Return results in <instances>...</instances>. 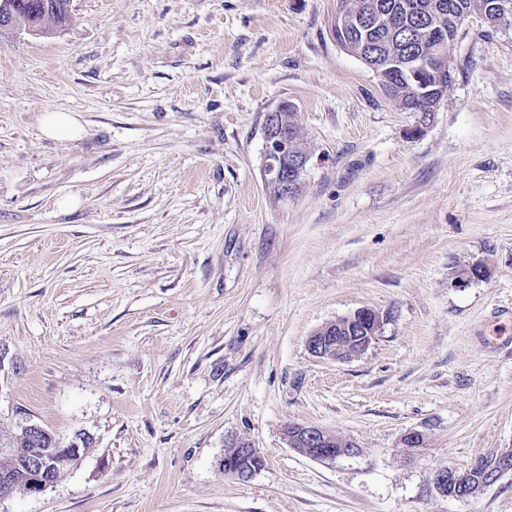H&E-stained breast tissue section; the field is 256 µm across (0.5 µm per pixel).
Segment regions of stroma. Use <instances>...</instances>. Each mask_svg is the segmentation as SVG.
Segmentation results:
<instances>
[{
    "mask_svg": "<svg viewBox=\"0 0 512 512\" xmlns=\"http://www.w3.org/2000/svg\"><path fill=\"white\" fill-rule=\"evenodd\" d=\"M336 6L70 0L53 36L0 41V436L94 439L0 512H512V473L434 487L512 448V23L465 22L423 126L336 44ZM284 101L309 164L278 199ZM46 111L84 135L44 137ZM363 307L390 316L366 352L310 353ZM291 424L356 451L314 459ZM241 439L246 481L218 467ZM282 122L292 130L294 152L301 156H294L288 170L285 169L283 162L288 158L290 152V135L287 132L277 128L275 110L270 112L266 118L267 124L264 127V151H263V175L266 184L278 183L287 185L288 180L302 181L305 175L309 156L303 155L305 152L301 147V138L299 135V126L296 122V112L290 104L288 108L280 112ZM236 447L235 454L220 459L218 466L228 473H233L241 481L249 480L260 469L263 459L249 440H239ZM239 459H245L248 462V467L238 470L236 463ZM477 468V464H473L471 468L465 472H459L453 468H445L437 472L434 478L435 488L441 492L442 488L447 485H454L457 487L460 485V493L454 495L453 497L463 498L469 497L476 493L480 488L483 487V484L478 486L475 483H472L470 480V475Z\"/></svg>",
    "mask_w": 512,
    "mask_h": 512,
    "instance_id": "obj_1",
    "label": "stroma"
}]
</instances>
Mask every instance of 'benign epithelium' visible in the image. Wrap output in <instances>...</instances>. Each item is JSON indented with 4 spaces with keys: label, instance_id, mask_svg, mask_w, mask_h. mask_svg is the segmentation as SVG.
<instances>
[{
    "label": "benign epithelium",
    "instance_id": "benign-epithelium-1",
    "mask_svg": "<svg viewBox=\"0 0 512 512\" xmlns=\"http://www.w3.org/2000/svg\"><path fill=\"white\" fill-rule=\"evenodd\" d=\"M334 26L338 30L340 40L350 48L356 47L358 45L356 39L366 32V21L357 13H337ZM386 65L400 69L407 81L415 86L416 92L420 93L423 90L421 78L424 73L435 68L452 69V53L440 52L435 56H424L411 52L401 60L387 61ZM290 145V135L277 128L275 113H269L264 127L265 183L286 185L290 179L294 181L303 179L309 156H296L292 159L290 166H284L283 162L288 158ZM388 320L389 316L386 313L368 307L360 308L310 336L307 342L308 349L311 354L319 358L350 359L367 350L381 334ZM18 429L25 435L46 439L48 446L32 448L26 452L22 479L16 480L6 474L0 476V500L17 493L42 492L55 486L56 472L65 462L73 458L80 460L92 452L93 439L85 434H77L69 442L64 443L37 423L25 421L18 425ZM285 436L291 447L307 448L329 460L349 456L355 452L353 443L314 426L290 424L285 429ZM262 463L263 459L252 443L241 439L236 443L235 454L220 459L218 466L234 474L239 480L247 481L260 469ZM476 468L477 465L474 464L465 472H459L450 467L442 469L435 475V488L440 491L448 485L458 486L460 493L457 497H469L480 489V486L470 480L472 470Z\"/></svg>",
    "mask_w": 512,
    "mask_h": 512
}]
</instances>
